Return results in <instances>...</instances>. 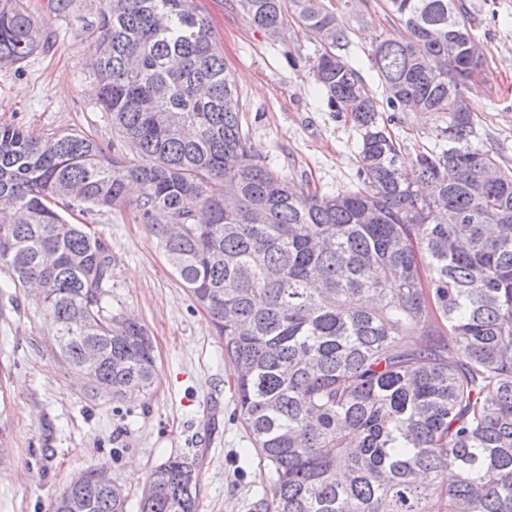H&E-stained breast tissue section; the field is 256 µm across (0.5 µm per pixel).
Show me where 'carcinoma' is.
Here are the masks:
<instances>
[{
	"instance_id": "obj_1",
	"label": "carcinoma",
	"mask_w": 512,
	"mask_h": 512,
	"mask_svg": "<svg viewBox=\"0 0 512 512\" xmlns=\"http://www.w3.org/2000/svg\"><path fill=\"white\" fill-rule=\"evenodd\" d=\"M275 35L289 7L318 33L322 103L359 136L354 189L306 191L251 154L239 93L195 0H104L97 104L126 148L0 126V288L41 299L77 367L101 353L116 400L145 399L156 372L139 321L112 314L108 249L51 203L76 190L101 210L141 188L138 219L224 339L236 407L272 472L257 512H512V173L475 148L462 92L483 54L465 0H388L401 30L371 58L386 105L444 112L434 149L405 173L380 101L336 54L343 18L320 0H237ZM43 23L0 0V69L39 47ZM419 336L414 345L408 337ZM86 472L54 512H125ZM199 464L153 470L141 512H197Z\"/></svg>"
}]
</instances>
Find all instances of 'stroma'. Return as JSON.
<instances>
[{"label":"stroma","mask_w":512,"mask_h":512,"mask_svg":"<svg viewBox=\"0 0 512 512\" xmlns=\"http://www.w3.org/2000/svg\"><path fill=\"white\" fill-rule=\"evenodd\" d=\"M348 24L343 57L374 93L382 88L370 56L399 21L385 0H321ZM484 65L464 93L474 109V147L496 152L512 172V0H466ZM43 21L42 45L21 64L0 69V125L20 124L39 138L75 131L104 148L116 140L96 104L93 67L103 0H22ZM213 26L237 86L250 146L282 177L333 193L356 183L358 134L320 101L313 66L320 42L296 18L279 36L252 26L236 0H196ZM404 157L433 148L447 127L441 112L384 110ZM137 195L99 211L75 201L58 211L99 238L112 257V310L133 317L153 339L157 371L146 401L89 395L61 357L55 326L23 289L0 297V512H52L78 475L106 467L139 512L152 470L171 456L196 457L198 512H251L270 490L260 462L235 417L231 368L210 317L195 304L136 221Z\"/></svg>","instance_id":"obj_1"}]
</instances>
